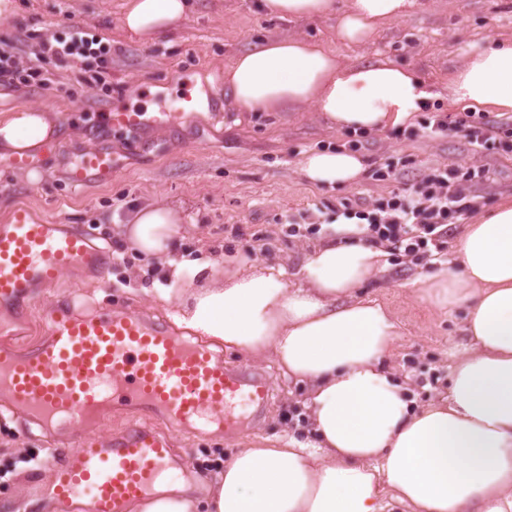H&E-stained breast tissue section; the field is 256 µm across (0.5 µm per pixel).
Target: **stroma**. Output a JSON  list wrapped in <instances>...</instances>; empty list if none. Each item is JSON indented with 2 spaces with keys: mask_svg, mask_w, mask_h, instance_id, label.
I'll return each instance as SVG.
<instances>
[{
  "mask_svg": "<svg viewBox=\"0 0 512 512\" xmlns=\"http://www.w3.org/2000/svg\"><path fill=\"white\" fill-rule=\"evenodd\" d=\"M126 0H17V10L0 20V50L28 60L35 38L68 37L71 24L102 40L103 53L64 61L44 57L39 67L45 85L0 86V113L25 105L53 109L60 136L42 153L43 182L31 185L24 171L0 166V220L10 207L25 205L38 216L73 225L92 239L119 249V226L139 205L163 203L182 211L172 256L215 259L249 257L257 266L284 265L296 270L335 223L345 199L375 205L389 198L393 183L373 180L369 172L382 164L400 168L412 184L427 168L440 165L487 166L490 179H473L468 188L481 196L485 210L512 198V154L495 148L473 157L458 136L430 138L418 115L412 130L394 128L367 135L360 154L366 171L352 187L309 183L298 171L303 154L346 145L336 130L305 105L285 112H244L224 102L223 119L201 113L177 131L153 129L134 133L101 121L115 97L144 106L151 92L166 84L178 92L183 76L207 87L223 88L224 69L241 52L273 37L299 36L322 43L342 62L388 57L411 67L434 94L433 102L450 121L465 117V105L448 98V77L459 63L458 49L486 39H512V0H417L407 17L387 24L373 41L346 47L336 40V19L281 21L260 13L255 0H191L186 19L143 42L121 24ZM99 83H92L94 75ZM124 154L129 165L106 186L73 187L67 172L94 144ZM150 262L127 252L123 265L100 274L72 269L60 283L40 291V305L69 300L77 311L131 306L164 323H172L173 305L145 296ZM427 261L411 262L403 252L389 257L388 268L363 290L393 311L399 324L390 364L395 379L406 384L410 398L423 407L448 392V345L466 344L463 310H439L415 296L413 281L430 269ZM229 366L264 376L273 392L260 420L241 423L235 434L172 433L173 457L181 465L176 481L199 493V472L216 454L231 455L285 436L304 412L306 389L282 379L268 357L246 356L214 345ZM75 446L71 430L50 433L18 411H0V512H14L17 495L32 500L29 512H42L51 496L47 459L63 457Z\"/></svg>",
  "mask_w": 512,
  "mask_h": 512,
  "instance_id": "35a3bbf8",
  "label": "stroma"
}]
</instances>
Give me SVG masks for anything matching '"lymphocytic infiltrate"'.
Here are the masks:
<instances>
[{"label": "lymphocytic infiltrate", "instance_id": "f902f5d3", "mask_svg": "<svg viewBox=\"0 0 512 512\" xmlns=\"http://www.w3.org/2000/svg\"><path fill=\"white\" fill-rule=\"evenodd\" d=\"M427 127L435 137L451 131L461 134L475 155L493 143L504 152L512 151V116L491 121L480 115L451 123L438 115ZM477 208L476 196L460 184L454 169L444 165L431 169L410 187L392 191L390 199L375 208L364 207L359 201L343 205L345 218L364 221L368 241L388 243L417 260L443 253L449 219L471 214Z\"/></svg>", "mask_w": 512, "mask_h": 512}]
</instances>
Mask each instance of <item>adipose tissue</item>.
Listing matches in <instances>:
<instances>
[{
  "mask_svg": "<svg viewBox=\"0 0 512 512\" xmlns=\"http://www.w3.org/2000/svg\"><path fill=\"white\" fill-rule=\"evenodd\" d=\"M416 0H259L279 20L337 14L336 37L365 44ZM188 0H128L122 25L151 40L179 24ZM234 105L279 112L313 105L337 130L382 132L412 125L433 93L410 67L382 58L342 63L298 37L263 42L224 70ZM452 101L512 112V39L466 46L448 81ZM53 110L0 114V152L30 153L55 137ZM312 183L354 185L361 157L312 151L299 163ZM183 215L150 204L121 228L125 243L157 266L148 290L176 302L175 320L196 335L249 355H270L282 377L309 386L310 425L269 448H243L216 463L192 495L156 485L131 512H512V202L466 225L455 253L417 280L442 309L465 311L467 345L448 347L446 399L413 409L385 364L397 335L392 312L358 296L387 266L382 247L337 225L295 272L245 259L179 261Z\"/></svg>",
  "mask_w": 512,
  "mask_h": 512,
  "instance_id": "ef3b65f1",
  "label": "adipose tissue"
}]
</instances>
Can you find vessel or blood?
Listing matches in <instances>:
<instances>
[{
	"label": "vessel or blood",
	"instance_id": "1",
	"mask_svg": "<svg viewBox=\"0 0 512 512\" xmlns=\"http://www.w3.org/2000/svg\"><path fill=\"white\" fill-rule=\"evenodd\" d=\"M156 107L112 106L109 124L133 131L177 130L201 105L220 112L214 89L184 86L180 96L155 93ZM126 158L98 145L82 154L68 172L73 186L106 184L123 170ZM108 256L70 225L35 217L16 208L0 224V308L24 311L37 291L56 285L62 273L83 268L103 271ZM49 338L20 353L0 344V398L40 426L76 429L78 444L54 469L51 492L82 495L88 512H126L131 500L150 494L171 476L170 444L151 425L206 432L237 430L239 413L262 411L270 398L265 379L228 367L207 349L179 336L162 322L128 307H107L89 315L60 304L42 310ZM133 409L123 434L97 435L104 414Z\"/></svg>",
	"mask_w": 512,
	"mask_h": 512
}]
</instances>
